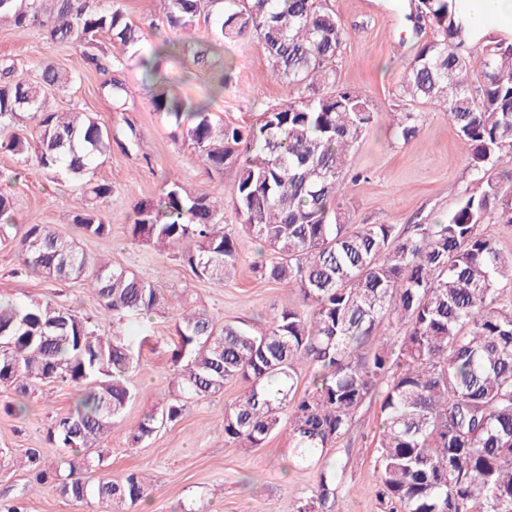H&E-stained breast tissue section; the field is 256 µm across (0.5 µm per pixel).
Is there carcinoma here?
<instances>
[{"label":"carcinoma","mask_w":512,"mask_h":512,"mask_svg":"<svg viewBox=\"0 0 512 512\" xmlns=\"http://www.w3.org/2000/svg\"><path fill=\"white\" fill-rule=\"evenodd\" d=\"M163 20L176 36L199 17L214 40L257 38L271 75L293 96L241 126L217 120L207 104L171 93L158 75L159 58L175 40L148 44L109 0H0V22L36 27L49 46L83 45L105 34L122 55L103 65L102 89L124 110V55L153 82L151 105L209 169L236 171L231 196L242 230L267 249L254 263L261 277L298 291L300 304L282 307L260 332L220 323L205 311H181L173 353V401L148 413L131 431L149 440L177 420L189 399L207 397L240 380L246 390L224 411V442L264 445L288 429L296 456L310 459L349 434L359 408L380 399L375 442L377 496L385 512H512V252L480 226L512 224V170L496 169L512 147V39L487 46L477 81L464 48L480 38L457 0H405L403 18L417 52L403 76L413 101L445 108L469 151L481 193L460 197L434 224H349L341 212L349 156L374 112L357 90L336 82V58L348 31L324 0H165ZM68 83L52 65L39 81L0 85V151L22 156L46 176L84 178L95 159L117 144L139 148L134 126L112 137L98 118L59 112L52 91ZM27 116L35 143L18 133ZM418 112L393 113L405 141L420 130ZM73 223L103 237L110 225L98 202L112 184L84 183ZM14 226L0 195V232ZM130 241L177 250L201 278L218 283L240 259L224 232V213L208 195L193 196L174 178L158 200L134 206ZM27 269L49 282H88L112 320L146 316L167 305L154 282L90 260L75 240L32 224L17 240ZM396 326L399 340L385 330ZM140 350L96 320L49 301H0V386L22 399L30 383L77 389L74 405L56 415L47 440L80 458L63 476L26 452L33 481L75 500L136 504L150 486L136 471L117 478L88 476L92 452L135 398L128 373ZM317 370L300 389L301 366ZM336 472L320 474L317 493L335 494Z\"/></svg>","instance_id":"1"}]
</instances>
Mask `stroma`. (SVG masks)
Returning <instances> with one entry per match:
<instances>
[{"mask_svg": "<svg viewBox=\"0 0 512 512\" xmlns=\"http://www.w3.org/2000/svg\"><path fill=\"white\" fill-rule=\"evenodd\" d=\"M349 33L337 61L339 83L359 90L371 103L374 121L350 155V167L361 178L347 182L346 218L352 224H429L453 211L463 193L477 194L482 185L468 167L467 150L443 109L418 105L420 130L411 139L396 135L388 117L402 97V77L416 48L404 27L402 0H327ZM219 54L232 67L231 78L219 83V71L206 66H182L163 58L161 72L169 89L186 99L204 100L213 115L241 125L268 106L283 102L286 87L268 75L269 64L256 39L225 41ZM68 75L71 83L50 97L53 109L90 112L121 134L134 125L141 134L139 150L113 149L98 159L91 180L111 183L112 195L100 206L111 226L103 238L81 235L72 216L84 196L81 184L53 180L32 172L19 157L0 152V194L8 196L18 228L47 224L78 240L87 256L100 258L159 280L172 304L261 330L284 303H297L296 291L260 278L252 265L260 245L239 229L232 209L224 211V230L241 254L223 282L198 279L171 250L135 245L129 239L133 207L158 198L168 175H178L188 192L229 200L234 169L208 170L191 145L172 138V127L150 104V89L137 61L124 69L126 109L114 111L100 90L103 76L89 68L82 48L47 46L37 29L21 32L0 26V68L12 69V79H32L46 65ZM0 299L21 303L49 300L80 316L94 317L99 305L77 282L56 284L23 271V258L13 242L0 241ZM124 336L140 344L139 364L129 376L136 390L122 417L98 445L100 465L92 476L146 474L153 492L148 500L123 512H293L299 498L311 495L323 465L336 470V496L316 503L315 512H381L376 497L375 439L381 419L379 401L365 403L345 437L321 457L299 462L287 432L261 448H243L224 441V407L246 388L233 381L215 394L186 404L176 421L163 425L150 439L132 443L130 427L143 414L159 412L171 400L172 354L178 343L176 319L162 308L150 316L121 322ZM71 387L42 385L28 400L24 416L7 407L18 395L0 386V502L18 503L23 512H108L97 503H80L52 488L32 487L24 466L27 449H39L47 468H55L67 452L48 442L46 432L56 414L74 401Z\"/></svg>", "mask_w": 512, "mask_h": 512, "instance_id": "1", "label": "stroma"}]
</instances>
